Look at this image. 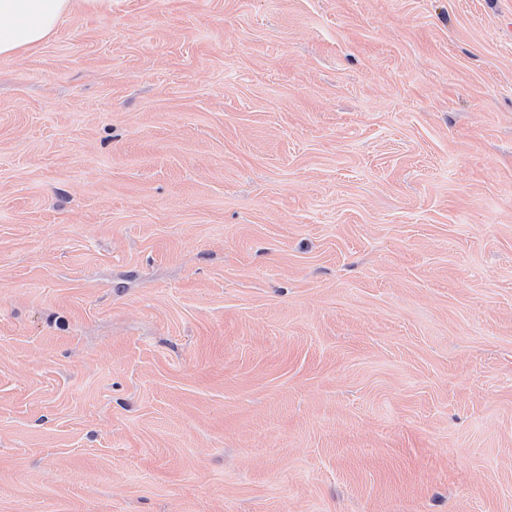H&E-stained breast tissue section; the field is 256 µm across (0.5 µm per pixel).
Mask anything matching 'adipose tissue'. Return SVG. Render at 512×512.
<instances>
[{
    "mask_svg": "<svg viewBox=\"0 0 512 512\" xmlns=\"http://www.w3.org/2000/svg\"><path fill=\"white\" fill-rule=\"evenodd\" d=\"M76 0H0V56L18 54L48 40Z\"/></svg>",
    "mask_w": 512,
    "mask_h": 512,
    "instance_id": "ef3b65f1",
    "label": "adipose tissue"
}]
</instances>
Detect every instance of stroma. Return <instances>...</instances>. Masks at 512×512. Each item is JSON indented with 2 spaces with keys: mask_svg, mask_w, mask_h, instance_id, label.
<instances>
[{
  "mask_svg": "<svg viewBox=\"0 0 512 512\" xmlns=\"http://www.w3.org/2000/svg\"><path fill=\"white\" fill-rule=\"evenodd\" d=\"M0 512H512V0L0 56Z\"/></svg>",
  "mask_w": 512,
  "mask_h": 512,
  "instance_id": "obj_1",
  "label": "stroma"
}]
</instances>
